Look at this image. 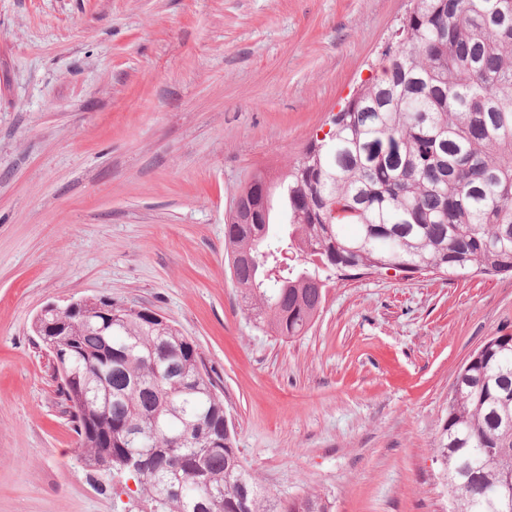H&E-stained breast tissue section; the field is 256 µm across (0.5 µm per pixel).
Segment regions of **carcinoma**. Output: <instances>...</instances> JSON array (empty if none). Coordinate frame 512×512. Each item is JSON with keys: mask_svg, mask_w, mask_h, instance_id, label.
Returning a JSON list of instances; mask_svg holds the SVG:
<instances>
[{"mask_svg": "<svg viewBox=\"0 0 512 512\" xmlns=\"http://www.w3.org/2000/svg\"><path fill=\"white\" fill-rule=\"evenodd\" d=\"M224 224L256 327L305 333L338 273L417 265L448 279L512 273V0H414L381 74L291 168L258 171ZM283 231L272 232L276 212ZM94 473L133 480L141 512H332L248 474L195 342L146 307L101 296L35 320ZM437 452L448 497L499 512L512 474V335L460 368Z\"/></svg>", "mask_w": 512, "mask_h": 512, "instance_id": "cac0c4a2", "label": "carcinoma"}]
</instances>
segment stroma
<instances>
[{
    "label": "stroma",
    "instance_id": "stroma-1",
    "mask_svg": "<svg viewBox=\"0 0 512 512\" xmlns=\"http://www.w3.org/2000/svg\"><path fill=\"white\" fill-rule=\"evenodd\" d=\"M409 0H0V512H126L30 325L105 295L174 321L224 390L248 473L332 512H448L437 453L512 275L335 281L310 329H257L224 251L232 197L294 165L372 74Z\"/></svg>",
    "mask_w": 512,
    "mask_h": 512
}]
</instances>
